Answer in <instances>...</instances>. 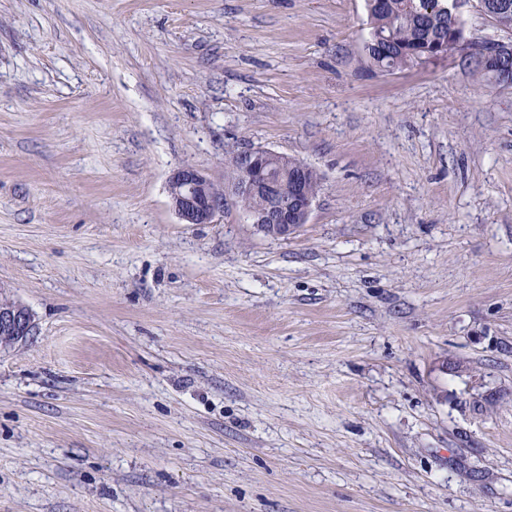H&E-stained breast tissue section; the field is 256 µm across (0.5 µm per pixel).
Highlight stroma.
Listing matches in <instances>:
<instances>
[{"instance_id": "35a3bbf8", "label": "stroma", "mask_w": 512, "mask_h": 512, "mask_svg": "<svg viewBox=\"0 0 512 512\" xmlns=\"http://www.w3.org/2000/svg\"><path fill=\"white\" fill-rule=\"evenodd\" d=\"M364 0H0V512H512V84ZM321 177L308 224L224 185ZM226 181L217 191L199 169L183 166L168 181L170 205L184 224H212L229 201L247 214L256 231L265 237L288 239L307 224L320 182L308 183L318 173L298 158L263 147L239 151L229 161ZM247 197V198H245ZM242 198V199H241ZM258 202L255 206V201ZM253 208V209H252ZM35 330L33 315L16 299L0 300V350L25 342Z\"/></svg>"}]
</instances>
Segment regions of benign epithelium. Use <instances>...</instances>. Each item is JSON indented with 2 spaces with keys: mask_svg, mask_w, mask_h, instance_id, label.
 <instances>
[{
  "mask_svg": "<svg viewBox=\"0 0 512 512\" xmlns=\"http://www.w3.org/2000/svg\"><path fill=\"white\" fill-rule=\"evenodd\" d=\"M473 50L498 75L512 72L507 43L497 39L468 40ZM238 179L216 190L199 169L183 166L168 181L170 205L184 224H212L230 201L251 198L258 205L250 210L256 231L265 237L286 240L308 223L316 196L308 183L317 172L298 158L263 147L242 150L230 159ZM33 315L16 299L0 300V350L12 348L34 334Z\"/></svg>",
  "mask_w": 512,
  "mask_h": 512,
  "instance_id": "obj_1",
  "label": "benign epithelium"
}]
</instances>
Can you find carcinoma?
<instances>
[{
    "label": "carcinoma",
    "instance_id": "obj_1",
    "mask_svg": "<svg viewBox=\"0 0 512 512\" xmlns=\"http://www.w3.org/2000/svg\"><path fill=\"white\" fill-rule=\"evenodd\" d=\"M369 37L379 34L387 40L388 51H371L364 45L371 64L391 73L412 66L411 52L433 46L447 55L464 54V59L475 67L482 77H489L485 62L477 52H469L457 38L449 35V28H462L458 15L448 12V0H387L386 9L379 11L374 0H365Z\"/></svg>",
    "mask_w": 512,
    "mask_h": 512
}]
</instances>
